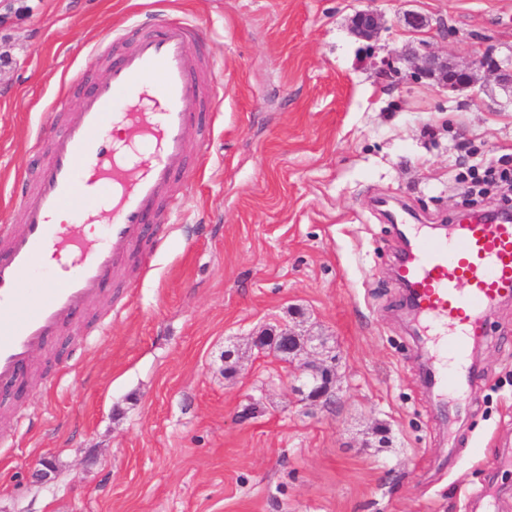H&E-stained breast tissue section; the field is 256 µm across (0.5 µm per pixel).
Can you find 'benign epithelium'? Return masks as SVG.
<instances>
[{
	"mask_svg": "<svg viewBox=\"0 0 512 512\" xmlns=\"http://www.w3.org/2000/svg\"><path fill=\"white\" fill-rule=\"evenodd\" d=\"M380 28V15L373 9L359 10L351 20L354 36L367 43L376 40ZM398 63L406 66L416 78L432 80L453 90L474 86L475 76L485 70L512 94V60L509 58L499 60L486 53L462 66L448 57L427 51L400 58ZM251 343L262 353L288 360L290 376L299 382L296 390L303 400L326 407L334 404L339 376L336 356L325 340L305 339L290 328H282L278 332H258L251 337Z\"/></svg>",
	"mask_w": 512,
	"mask_h": 512,
	"instance_id": "1",
	"label": "benign epithelium"
}]
</instances>
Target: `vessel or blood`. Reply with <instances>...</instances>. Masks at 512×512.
Masks as SVG:
<instances>
[{
  "label": "vessel or blood",
  "mask_w": 512,
  "mask_h": 512,
  "mask_svg": "<svg viewBox=\"0 0 512 512\" xmlns=\"http://www.w3.org/2000/svg\"><path fill=\"white\" fill-rule=\"evenodd\" d=\"M202 37L192 22L164 16L136 30L130 49L105 80L86 92L62 133L51 134L37 188L23 199L21 226L0 238V388L32 369L31 357L88 310L106 285H121L131 260L150 264L147 234L201 132L205 91L187 59ZM130 127L138 141L117 145L106 121ZM112 198V219L96 240L54 217L76 194ZM56 279L40 297L23 283L44 257ZM397 276L415 295L424 329L458 358L483 334L486 311L512 297V223L472 215L447 235L411 232Z\"/></svg>",
  "instance_id": "1"
}]
</instances>
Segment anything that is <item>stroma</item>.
<instances>
[{
    "label": "stroma",
    "mask_w": 512,
    "mask_h": 512,
    "mask_svg": "<svg viewBox=\"0 0 512 512\" xmlns=\"http://www.w3.org/2000/svg\"><path fill=\"white\" fill-rule=\"evenodd\" d=\"M18 2L0 31V229L23 222L41 130L73 118L132 25L200 27L222 102L150 269L76 315L27 388L0 390V512H512V302L487 312L464 398L438 396L420 360L450 364L400 319L390 219L499 208L467 191L512 172V105L492 78L448 90L385 66L512 54V0ZM366 8L370 46L351 32ZM279 324L331 337L335 406L252 348ZM381 28L380 15L376 10L364 9L357 11L351 20V30L361 41L371 43L378 37Z\"/></svg>",
    "instance_id": "1"
}]
</instances>
